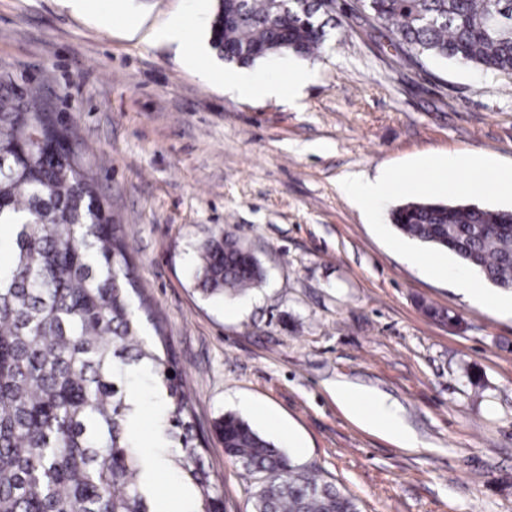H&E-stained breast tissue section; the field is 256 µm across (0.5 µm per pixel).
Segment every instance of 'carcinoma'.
<instances>
[{
    "mask_svg": "<svg viewBox=\"0 0 512 512\" xmlns=\"http://www.w3.org/2000/svg\"><path fill=\"white\" fill-rule=\"evenodd\" d=\"M405 59L432 56L512 73V0H359ZM336 0H217L210 45L253 65L308 57L336 28ZM389 219L404 236L453 253L512 291V211L408 201ZM0 512H156L151 456L190 487L184 512H224L185 374L150 313L123 225L102 207L75 126L34 89L0 77ZM226 229L198 247L195 288L244 292L264 279ZM174 375H168V372ZM162 394L143 446L131 428L132 374ZM224 455L257 480L252 512H359L356 500L293 462L242 417L214 423Z\"/></svg>",
    "mask_w": 512,
    "mask_h": 512,
    "instance_id": "cac0c4a2",
    "label": "carcinoma"
}]
</instances>
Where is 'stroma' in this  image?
<instances>
[{
    "mask_svg": "<svg viewBox=\"0 0 512 512\" xmlns=\"http://www.w3.org/2000/svg\"><path fill=\"white\" fill-rule=\"evenodd\" d=\"M216 0H0V76L42 87L77 125L100 200L127 234L136 275L187 378L225 512H251L250 482L212 424L232 412L360 512H512V315L436 281L389 249L338 189L428 155L512 162V74L402 61L337 0L309 57L251 67L209 43ZM136 18L127 26L124 16ZM190 22L185 48L155 29ZM199 51L211 78L188 68ZM310 79L296 101L241 97L225 76ZM226 228L266 278L203 297L199 244ZM450 312L428 317L424 306ZM386 397L411 443L363 427L337 385Z\"/></svg>",
    "mask_w": 512,
    "mask_h": 512,
    "instance_id": "1",
    "label": "stroma"
}]
</instances>
